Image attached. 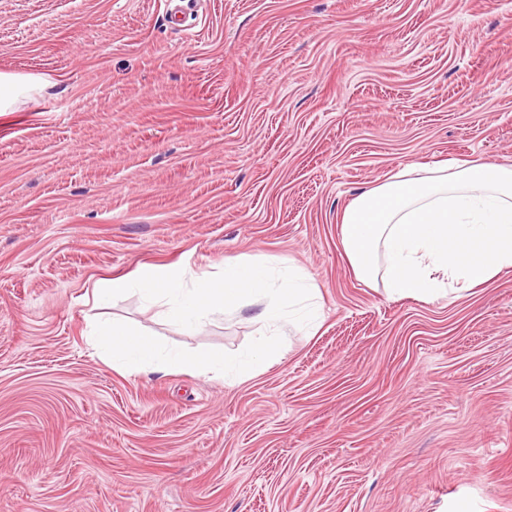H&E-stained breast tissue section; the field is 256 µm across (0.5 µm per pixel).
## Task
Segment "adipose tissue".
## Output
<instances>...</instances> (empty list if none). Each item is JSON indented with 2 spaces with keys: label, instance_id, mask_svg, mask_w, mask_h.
Masks as SVG:
<instances>
[{
  "label": "adipose tissue",
  "instance_id": "obj_1",
  "mask_svg": "<svg viewBox=\"0 0 512 512\" xmlns=\"http://www.w3.org/2000/svg\"><path fill=\"white\" fill-rule=\"evenodd\" d=\"M342 249L355 276L430 302L512 268V167L478 159L407 165L345 207Z\"/></svg>",
  "mask_w": 512,
  "mask_h": 512
}]
</instances>
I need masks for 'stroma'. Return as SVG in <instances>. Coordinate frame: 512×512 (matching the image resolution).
<instances>
[{
    "label": "stroma",
    "instance_id": "1",
    "mask_svg": "<svg viewBox=\"0 0 512 512\" xmlns=\"http://www.w3.org/2000/svg\"><path fill=\"white\" fill-rule=\"evenodd\" d=\"M0 0V512H512V270L432 302L354 275L342 209L413 163L512 165V0ZM290 258L323 321L250 378L130 376L98 317L194 332L139 265ZM32 86L33 83L24 77L0 73V112L10 109Z\"/></svg>",
    "mask_w": 512,
    "mask_h": 512
}]
</instances>
